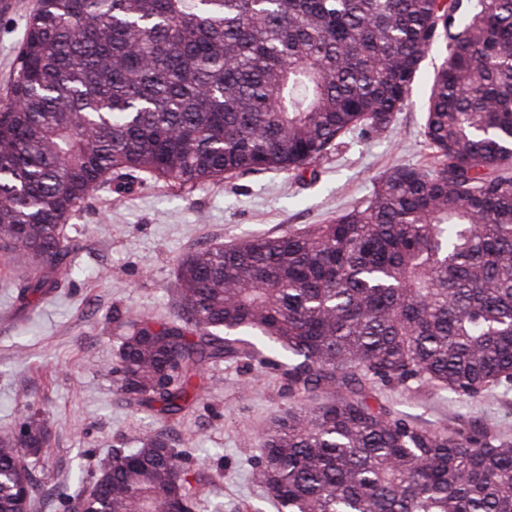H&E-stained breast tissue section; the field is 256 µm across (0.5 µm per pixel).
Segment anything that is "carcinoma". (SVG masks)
Returning <instances> with one entry per match:
<instances>
[{
	"label": "carcinoma",
	"mask_w": 512,
	"mask_h": 512,
	"mask_svg": "<svg viewBox=\"0 0 512 512\" xmlns=\"http://www.w3.org/2000/svg\"><path fill=\"white\" fill-rule=\"evenodd\" d=\"M443 43L424 136L375 199L325 224L178 260L179 312L112 316L125 401L163 420L205 368L281 357L293 404L260 437L279 512H512V439L424 428L370 403L428 384L512 389V0H38L0 108V250L33 264L19 307L66 286L91 192L181 191L240 172H311L347 132L386 130ZM38 410L0 434V512H30ZM190 455L158 432L112 449L62 512H194Z\"/></svg>",
	"instance_id": "1"
}]
</instances>
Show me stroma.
Returning a JSON list of instances; mask_svg holds the SVG:
<instances>
[{
  "label": "stroma",
  "instance_id": "35a3bbf8",
  "mask_svg": "<svg viewBox=\"0 0 512 512\" xmlns=\"http://www.w3.org/2000/svg\"><path fill=\"white\" fill-rule=\"evenodd\" d=\"M37 0H0V105L6 104L25 18ZM442 57L434 49L411 89L412 104L383 132L351 131L320 161L317 179L290 172L239 174L192 192L151 183L115 199L93 192L72 217L77 270L63 293L16 309L12 285L28 266L0 257V432L28 410L47 419L51 440L34 469L40 481L33 512H60L57 487L78 489L75 474L92 479L116 448H130L142 431H164L187 449L223 512H277L252 466L270 416L288 406L278 369L224 362L207 369L200 400L163 421L129 406L108 370L118 351L113 310L171 317L178 310L177 260L216 242L249 235H280L322 224L369 202L377 181L397 166L430 168L423 136L426 99ZM380 399L398 416L424 427L460 414L466 424L512 438V390L490 391L471 403L451 400L427 385L388 388Z\"/></svg>",
  "mask_w": 512,
  "mask_h": 512
}]
</instances>
